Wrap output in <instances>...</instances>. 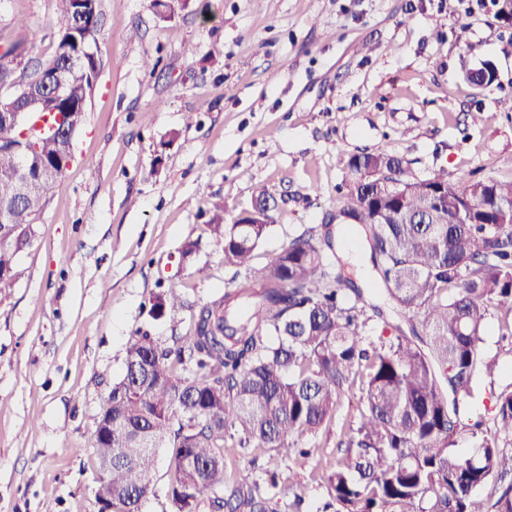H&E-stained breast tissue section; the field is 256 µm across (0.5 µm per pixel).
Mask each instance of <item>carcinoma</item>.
Instances as JSON below:
<instances>
[{
  "mask_svg": "<svg viewBox=\"0 0 512 512\" xmlns=\"http://www.w3.org/2000/svg\"><path fill=\"white\" fill-rule=\"evenodd\" d=\"M61 26H77L99 45L101 0L78 20L73 0H57ZM50 67L67 85L60 104L47 101L43 121L60 118L91 97L101 64L80 73L61 55ZM21 133L0 124V207L11 224L31 225L74 158V141L42 136L32 169L51 168L25 201L11 203L22 166ZM340 214L348 232L367 243L370 293L330 270L331 225L288 240L266 273L247 280L192 313L187 336L163 347L139 336L128 347L122 378L103 409L113 428L95 430L100 464L99 512H139L154 487L158 449L171 451L167 497L172 512H274L304 498L276 472L232 484L224 448H287L318 431L351 387L359 391L356 427L340 440L342 457L326 470L327 496L318 512H512V384L480 399L497 362L485 350L489 320L506 313L512 337V180L429 176L441 188L417 191L418 177L385 152L350 156ZM251 210L224 223L217 204L207 227L223 246L224 266L241 268L266 238L273 215L250 224ZM185 308L176 292L158 294L149 313L175 319ZM389 331L391 335L383 336ZM184 373L174 372V364ZM469 436L468 453L454 449ZM501 485L492 507L476 491ZM136 492L131 498L130 492Z\"/></svg>",
  "mask_w": 512,
  "mask_h": 512,
  "instance_id": "1",
  "label": "carcinoma"
}]
</instances>
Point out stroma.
Returning <instances> with one entry per match:
<instances>
[{"label":"stroma","instance_id":"35a3bbf8","mask_svg":"<svg viewBox=\"0 0 512 512\" xmlns=\"http://www.w3.org/2000/svg\"><path fill=\"white\" fill-rule=\"evenodd\" d=\"M501 2L188 0L163 18L151 0H101L102 67L75 159L0 285V512H98L94 432L136 332L171 345L192 307L262 276L342 208L350 155L385 151L421 178L512 180ZM60 28L56 0H0L15 78L54 53ZM486 62L497 79L475 88L466 74ZM261 187L270 232L250 267H225L213 206L233 223ZM168 290L190 304L176 323L149 314ZM358 397L305 437V465L285 448H228L227 480L278 469L317 512Z\"/></svg>","mask_w":512,"mask_h":512}]
</instances>
